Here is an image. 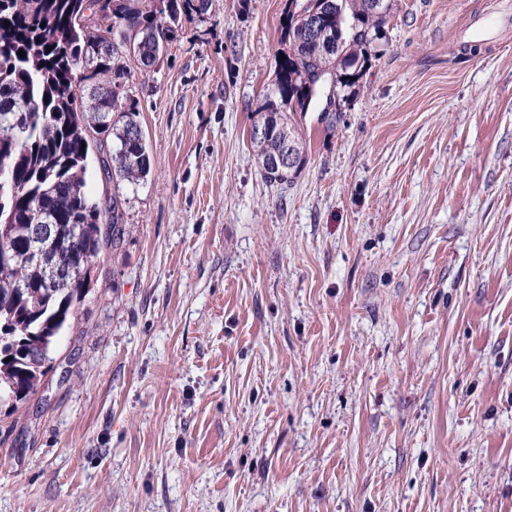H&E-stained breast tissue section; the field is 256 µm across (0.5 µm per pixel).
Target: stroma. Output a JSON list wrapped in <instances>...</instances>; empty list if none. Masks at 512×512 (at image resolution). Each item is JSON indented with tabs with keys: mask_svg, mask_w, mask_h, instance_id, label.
I'll return each mask as SVG.
<instances>
[{
	"mask_svg": "<svg viewBox=\"0 0 512 512\" xmlns=\"http://www.w3.org/2000/svg\"><path fill=\"white\" fill-rule=\"evenodd\" d=\"M357 93L250 142L286 0H204L150 70V169L35 392L0 512H512V0H389Z\"/></svg>",
	"mask_w": 512,
	"mask_h": 512,
	"instance_id": "obj_1",
	"label": "stroma"
}]
</instances>
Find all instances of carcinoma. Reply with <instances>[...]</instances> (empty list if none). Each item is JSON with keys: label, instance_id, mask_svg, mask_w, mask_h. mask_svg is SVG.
Listing matches in <instances>:
<instances>
[{"label": "carcinoma", "instance_id": "cac0c4a2", "mask_svg": "<svg viewBox=\"0 0 512 512\" xmlns=\"http://www.w3.org/2000/svg\"><path fill=\"white\" fill-rule=\"evenodd\" d=\"M302 2L325 15L331 46H319L301 18L283 27L291 47L253 121L271 135L251 140L264 178L277 185L307 162L295 114L322 82H336L340 103L356 93L389 10L387 0ZM195 8L193 0H165L159 11L150 0H0V173L9 183L0 194V255L8 257L0 262V394L16 403L43 376L35 354L56 343L89 291L81 276L54 277L64 250L33 246L25 225H54L60 243L76 241L77 256L91 263L121 239L119 196L100 202L85 192L88 158L97 154L106 174L130 184L148 174L138 109L115 92L127 76L123 56L152 66L172 33L157 13L174 24ZM284 151L293 166L280 171L273 159Z\"/></svg>", "mask_w": 512, "mask_h": 512}]
</instances>
